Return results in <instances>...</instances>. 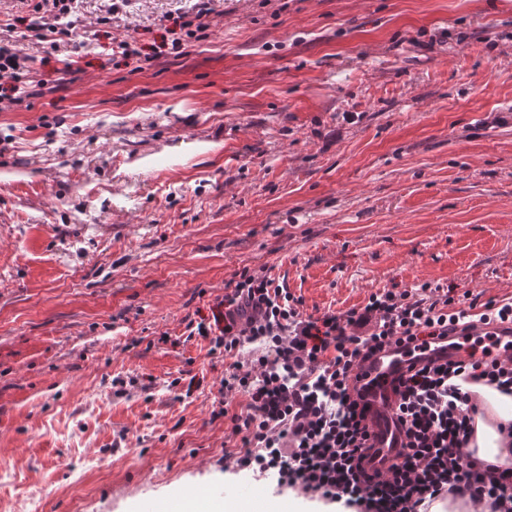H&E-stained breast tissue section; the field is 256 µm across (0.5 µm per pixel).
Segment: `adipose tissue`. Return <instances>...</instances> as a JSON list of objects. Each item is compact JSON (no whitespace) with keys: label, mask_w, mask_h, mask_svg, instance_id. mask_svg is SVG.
I'll use <instances>...</instances> for the list:
<instances>
[{"label":"adipose tissue","mask_w":512,"mask_h":512,"mask_svg":"<svg viewBox=\"0 0 512 512\" xmlns=\"http://www.w3.org/2000/svg\"><path fill=\"white\" fill-rule=\"evenodd\" d=\"M461 390H473L481 401L483 413L475 420V432L469 444L474 456L492 462L512 461V444L499 432V425L512 422V395L499 392L493 387L461 383Z\"/></svg>","instance_id":"1"}]
</instances>
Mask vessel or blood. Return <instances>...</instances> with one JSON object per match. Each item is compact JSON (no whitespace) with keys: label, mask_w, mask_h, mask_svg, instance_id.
I'll list each match as a JSON object with an SVG mask.
<instances>
[{"label":"vessel or blood","mask_w":512,"mask_h":512,"mask_svg":"<svg viewBox=\"0 0 512 512\" xmlns=\"http://www.w3.org/2000/svg\"><path fill=\"white\" fill-rule=\"evenodd\" d=\"M446 345L437 344L427 350L398 348L391 352H381L369 359L360 371L358 385L364 390V410L371 432L372 464L383 467L400 443V432L395 423L394 385L397 377L408 366L425 357L447 356Z\"/></svg>","instance_id":"1"}]
</instances>
